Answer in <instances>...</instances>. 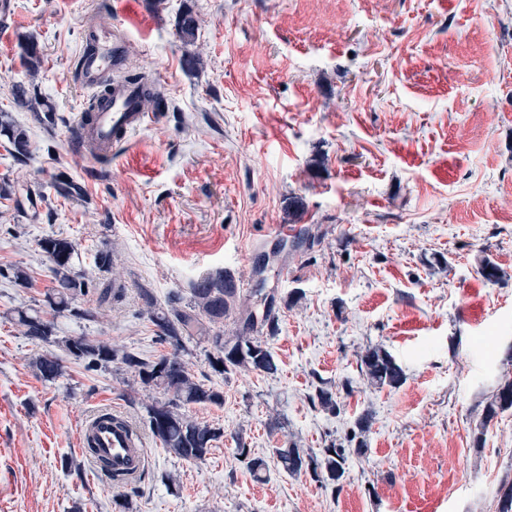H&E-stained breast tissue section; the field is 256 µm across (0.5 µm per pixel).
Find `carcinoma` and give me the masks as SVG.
I'll use <instances>...</instances> for the list:
<instances>
[{
  "mask_svg": "<svg viewBox=\"0 0 512 512\" xmlns=\"http://www.w3.org/2000/svg\"><path fill=\"white\" fill-rule=\"evenodd\" d=\"M178 32L185 43L191 41L196 29V19L186 12L179 18ZM0 136L6 138L14 150V156L27 154L26 134L14 126L0 122ZM52 274L54 287L46 294V306L53 314L68 312L80 319L92 320L96 309L73 307L77 298L86 294L88 288L84 275L74 271L76 246L66 238L49 237L41 242ZM123 289L116 282H109L99 291L98 304L119 301ZM150 307L149 319L156 328L160 341L169 344L171 351L155 360L144 359L139 354L120 350L103 341L87 336H58L54 321L41 315L37 310L17 311V323L23 334L30 340L59 350L86 362L87 367H104L110 362H119L137 373L145 385L163 389L167 398L147 406L148 430L154 441L167 452L187 462H201L205 459L213 442L223 435V430L206 422H199L189 416L185 409L194 405L224 404V393L214 387H207L194 380L182 359L186 353L185 341L197 334L210 345L207 359L212 369L228 373L236 368H247L266 375L278 372V364L272 352L261 339L251 335L255 324H260L266 334L273 337L279 330L278 312L269 303L263 311H243L236 335L224 336V319L239 309V291L231 274L226 270L207 273L191 286V301L188 309L180 307L181 297L172 294L166 307H158L149 293H144ZM39 376L52 381L64 369L62 358L53 351L41 355L35 362ZM360 370L368 382L378 388H396L404 380L400 365L380 347L366 350L360 357ZM512 408V381L499 389L493 401L485 408L481 430L476 441H481L484 427L498 411ZM237 455L246 461L250 474L263 481L269 472L265 458L250 456V449L237 441ZM272 454L286 472L290 474L309 473L317 481L333 487L340 486L345 477V449L332 443L320 453H309L294 444L272 449Z\"/></svg>",
  "mask_w": 512,
  "mask_h": 512,
  "instance_id": "cac0c4a2",
  "label": "carcinoma"
}]
</instances>
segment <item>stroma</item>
<instances>
[{"label":"stroma","instance_id":"stroma-1","mask_svg":"<svg viewBox=\"0 0 512 512\" xmlns=\"http://www.w3.org/2000/svg\"><path fill=\"white\" fill-rule=\"evenodd\" d=\"M92 24L123 29V77L155 81L165 101L100 162L66 138L89 101L74 69ZM19 86L52 119L19 104ZM0 119L28 137L20 159L0 141V181L16 188L0 198V512H496L512 408L482 416L512 380V0H0ZM59 181L78 193L59 196ZM288 231L310 245L270 258ZM50 236L75 243L96 283L94 256L110 251L125 289L94 320L57 317L62 336L153 359L169 347L142 291L186 300L226 269L242 306L275 295L277 374L216 373L206 342L186 343L190 373L224 393L189 409L224 431L204 461L153 443L139 484L94 475L83 420L112 408L141 421L163 393L117 362L93 372L67 356L56 380L36 376L46 347L12 315L53 286ZM486 258L498 282L479 274ZM375 346L402 367L399 387L361 373ZM319 386L339 413L311 402ZM364 416L368 451L348 454L337 492L276 468L255 481L235 452L240 439L256 456L348 449Z\"/></svg>","mask_w":512,"mask_h":512}]
</instances>
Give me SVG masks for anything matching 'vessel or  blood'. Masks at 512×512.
Here are the masks:
<instances>
[{
	"instance_id": "1",
	"label": "vessel or blood",
	"mask_w": 512,
	"mask_h": 512,
	"mask_svg": "<svg viewBox=\"0 0 512 512\" xmlns=\"http://www.w3.org/2000/svg\"><path fill=\"white\" fill-rule=\"evenodd\" d=\"M83 38L98 43L99 48L95 53L80 55L77 81L88 89L107 87L108 92L94 97L92 112H80L68 139L73 149L90 145L96 155L108 156L128 135L146 125L151 116L143 110L141 84L119 75L126 61V41L101 29L85 30ZM132 427L127 416L114 410L97 412L82 425L78 444L89 450L96 475L124 479L147 471V442L135 438Z\"/></svg>"
}]
</instances>
